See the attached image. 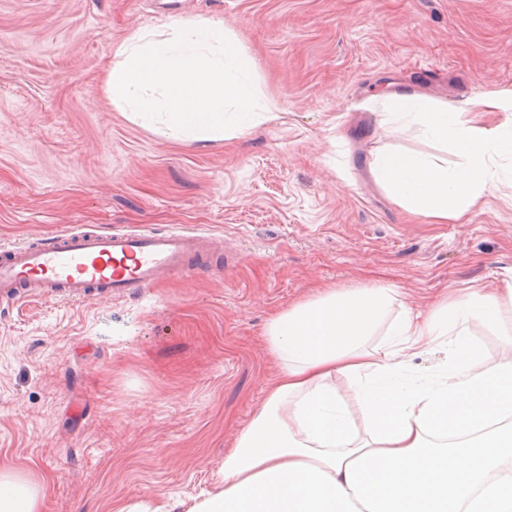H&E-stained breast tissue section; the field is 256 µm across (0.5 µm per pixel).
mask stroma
Instances as JSON below:
<instances>
[{
	"label": "stroma",
	"mask_w": 512,
	"mask_h": 512,
	"mask_svg": "<svg viewBox=\"0 0 512 512\" xmlns=\"http://www.w3.org/2000/svg\"><path fill=\"white\" fill-rule=\"evenodd\" d=\"M223 20L275 119L218 142L146 129L106 93L114 47ZM481 115L512 95V0H0V249L77 224L194 229L226 257L125 297L0 302V466L42 512H185L263 403L269 319L321 288L385 284L426 310L512 284V160L461 223L398 205L369 168L457 163L392 92Z\"/></svg>",
	"instance_id": "stroma-1"
}]
</instances>
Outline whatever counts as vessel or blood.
I'll list each match as a JSON object with an SVG mask.
<instances>
[{
	"instance_id": "vessel-or-blood-1",
	"label": "vessel or blood",
	"mask_w": 512,
	"mask_h": 512,
	"mask_svg": "<svg viewBox=\"0 0 512 512\" xmlns=\"http://www.w3.org/2000/svg\"><path fill=\"white\" fill-rule=\"evenodd\" d=\"M217 247L197 231L104 234L78 225L0 252V298L14 303L31 294L66 300L137 294L163 274H194Z\"/></svg>"
}]
</instances>
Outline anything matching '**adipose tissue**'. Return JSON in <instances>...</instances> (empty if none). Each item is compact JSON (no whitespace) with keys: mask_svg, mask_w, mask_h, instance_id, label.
Masks as SVG:
<instances>
[{"mask_svg":"<svg viewBox=\"0 0 512 512\" xmlns=\"http://www.w3.org/2000/svg\"><path fill=\"white\" fill-rule=\"evenodd\" d=\"M390 116L450 146L443 159L383 151L377 183L435 223L462 219L490 190L495 158L512 157V105L491 124L417 94L392 93ZM512 287L470 288L429 314L395 309L389 286L326 288L273 315L265 340L279 372L242 428L212 491L187 512H512ZM476 325L500 329L484 368ZM451 350L433 374L396 358ZM357 412H350L349 403ZM38 484L0 467V512H41Z\"/></svg>","mask_w":512,"mask_h":512,"instance_id":"1","label":"adipose tissue"}]
</instances>
